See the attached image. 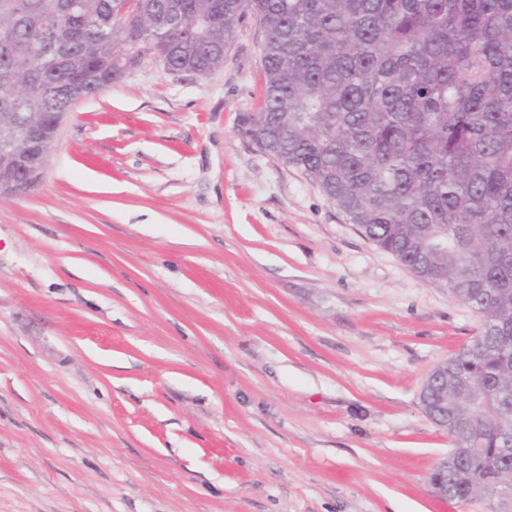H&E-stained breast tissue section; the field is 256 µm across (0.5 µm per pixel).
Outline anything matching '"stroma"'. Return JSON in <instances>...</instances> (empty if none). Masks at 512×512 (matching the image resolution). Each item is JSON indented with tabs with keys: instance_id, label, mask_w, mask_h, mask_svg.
Instances as JSON below:
<instances>
[{
	"instance_id": "obj_1",
	"label": "stroma",
	"mask_w": 512,
	"mask_h": 512,
	"mask_svg": "<svg viewBox=\"0 0 512 512\" xmlns=\"http://www.w3.org/2000/svg\"><path fill=\"white\" fill-rule=\"evenodd\" d=\"M262 41L145 56L0 197V512H487L420 402L479 321L237 135Z\"/></svg>"
}]
</instances>
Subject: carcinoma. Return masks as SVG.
<instances>
[{"label":"carcinoma","instance_id":"1","mask_svg":"<svg viewBox=\"0 0 512 512\" xmlns=\"http://www.w3.org/2000/svg\"><path fill=\"white\" fill-rule=\"evenodd\" d=\"M248 16L264 95L238 136L478 317L448 358V413L471 449L448 498L469 503L512 469V0H0V130L15 153L0 185L42 165L69 111L50 85L94 98L147 54L206 78Z\"/></svg>","mask_w":512,"mask_h":512}]
</instances>
